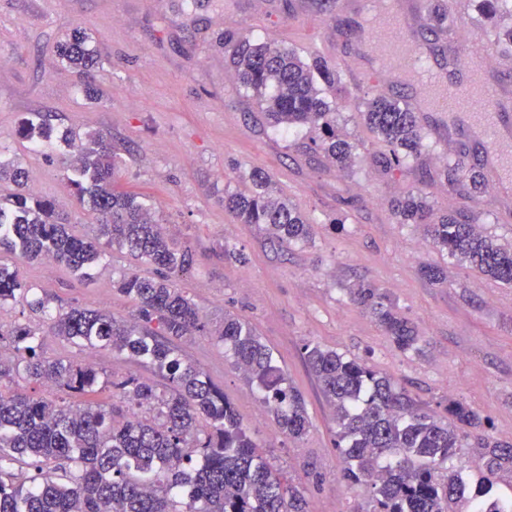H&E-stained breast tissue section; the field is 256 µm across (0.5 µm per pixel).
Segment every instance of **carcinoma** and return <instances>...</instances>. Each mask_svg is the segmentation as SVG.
I'll list each match as a JSON object with an SVG mask.
<instances>
[{"label":"carcinoma","instance_id":"cac0c4a2","mask_svg":"<svg viewBox=\"0 0 512 512\" xmlns=\"http://www.w3.org/2000/svg\"><path fill=\"white\" fill-rule=\"evenodd\" d=\"M57 58L79 71L101 64L80 29L58 45ZM231 60L272 126L318 125L321 136L308 148L341 166L352 162V146L327 120L331 102L323 86L334 82L333 73L293 49L267 43L241 42ZM364 118L384 146L376 157L384 172L402 168L424 146V129L398 99H369ZM22 133L36 147L60 141L70 149L79 200L98 224L90 237L74 235L68 217L30 189L26 168L0 161V181L17 186V192L0 198V254L50 258L89 279L116 246L135 263L117 281V290L136 303L137 314L133 322L81 307L53 314L50 299L2 261L0 306L22 298L33 313L48 317L52 335L73 346L90 354L109 350L147 359L169 390L158 395L134 378L114 382L112 396L127 405L123 409L98 398L99 371L93 365L44 358L40 327L0 329V346L10 348V354L0 353V512H310L304 493L264 459L224 391L176 345L191 336L224 343L282 432L299 441L311 428L304 403L253 325L229 312L220 324L209 325L175 285L171 275L192 268L195 255L154 219L149 198L121 186L122 160L112 142L98 136L83 144L74 132L55 131L41 112L28 114ZM251 181L252 189L224 195V208L242 224L265 225L277 243L310 242L311 224L272 196L270 177L254 170ZM428 212L420 194L396 203L399 223L421 226L448 258L512 284L511 243L455 216L430 224ZM350 293L398 350L421 351L423 337L385 289L359 283ZM303 351L333 413L341 476L370 490L369 512H456L462 502L469 512H512V497L493 494L503 474L512 476V444L494 439L470 407L448 400L444 421L380 371L311 342ZM21 379L50 396L12 387ZM469 437L481 449L475 479L448 469ZM24 458L33 474L18 481L6 464ZM58 471L59 478L50 476Z\"/></svg>","mask_w":512,"mask_h":512}]
</instances>
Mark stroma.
Listing matches in <instances>:
<instances>
[{
  "label": "stroma",
  "instance_id": "35a3bbf8",
  "mask_svg": "<svg viewBox=\"0 0 512 512\" xmlns=\"http://www.w3.org/2000/svg\"><path fill=\"white\" fill-rule=\"evenodd\" d=\"M466 0L463 33L501 57L497 28L512 25L499 5L496 19ZM353 11L337 13L336 0H0V157L19 159L39 174V196L65 211L75 234H92L95 218L80 204L58 150L32 149L19 133L27 113L50 115L54 127L111 138L126 160L124 188L151 197L171 234L197 263L174 280L210 323L231 312L250 321L302 395L312 427L301 441L285 438L275 418L235 368L224 344L211 336L180 342L185 357L223 389L278 468L304 487L318 512H363L367 492L341 476L336 425L320 384L303 357L313 342L392 376L420 403L445 416L449 400L469 404L495 439L512 443V285L484 278L435 250L419 227L398 223L394 208L410 193L434 213L472 218L485 232L512 241V200L492 186L468 191L471 161L484 145L459 112H421L420 124L449 122L451 147L427 141L407 165L382 173L381 145L366 127L372 95L405 98L409 84L356 85L348 64L325 47L321 60L337 81L326 94L336 131L353 147L354 163L341 167L310 153L307 127L267 126L261 104L240 84L230 55L239 40L296 49L310 58L308 41L336 26L353 29ZM91 38L101 64L88 73L56 60V46L74 29ZM100 91L84 96V84ZM458 163L447 174L448 163ZM263 169L276 194L313 226L305 246L274 243L263 225L239 223L224 209L225 194L249 187ZM242 260L224 259L225 246ZM21 277L51 298V309L80 306L131 318L133 302L113 286L133 263L110 250L93 279L82 281L59 265L18 260ZM430 266L443 280L427 279ZM369 283L388 290L399 310L425 338L422 353H401L348 290ZM103 378L134 377L165 392V378L145 361L108 351L97 354Z\"/></svg>",
  "mask_w": 512,
  "mask_h": 512
}]
</instances>
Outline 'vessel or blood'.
Wrapping results in <instances>:
<instances>
[{
    "instance_id": "1",
    "label": "vessel or blood",
    "mask_w": 512,
    "mask_h": 512,
    "mask_svg": "<svg viewBox=\"0 0 512 512\" xmlns=\"http://www.w3.org/2000/svg\"><path fill=\"white\" fill-rule=\"evenodd\" d=\"M428 13L427 0H383L374 22L364 24L354 38L351 59L363 83L389 81L392 75L411 70L416 61L428 59L431 47L418 38ZM448 57L449 67L464 74V81L437 76L419 79L407 103L414 109L423 101L430 111L454 112L471 109L476 101H490V108L481 110L476 119L478 131L489 144L484 165L499 198H512V162L498 151L507 129L499 114L504 104L512 102V82L507 79L512 66L488 64L484 51L464 48L454 36L448 39Z\"/></svg>"
}]
</instances>
